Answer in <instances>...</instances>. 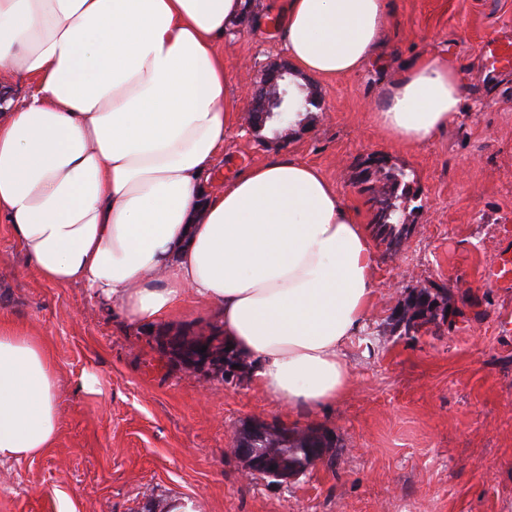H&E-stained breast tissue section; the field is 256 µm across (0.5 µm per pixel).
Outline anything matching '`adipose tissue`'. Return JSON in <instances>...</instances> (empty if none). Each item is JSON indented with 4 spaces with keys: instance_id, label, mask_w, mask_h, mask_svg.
I'll return each instance as SVG.
<instances>
[{
    "instance_id": "ef3b65f1",
    "label": "adipose tissue",
    "mask_w": 512,
    "mask_h": 512,
    "mask_svg": "<svg viewBox=\"0 0 512 512\" xmlns=\"http://www.w3.org/2000/svg\"><path fill=\"white\" fill-rule=\"evenodd\" d=\"M244 0H0V220L45 281L77 283L132 327L204 302L256 386L319 409L352 387L344 348L375 287L369 228L314 166L278 155L206 182L240 124L219 43ZM388 0H286L295 74L333 81L378 59ZM31 84L22 99L15 80ZM447 56L408 64L372 113L408 145L458 117ZM59 430L42 343L0 323V463Z\"/></svg>"
}]
</instances>
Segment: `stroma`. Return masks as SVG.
<instances>
[{"instance_id":"1","label":"stroma","mask_w":512,"mask_h":512,"mask_svg":"<svg viewBox=\"0 0 512 512\" xmlns=\"http://www.w3.org/2000/svg\"><path fill=\"white\" fill-rule=\"evenodd\" d=\"M284 0H247L221 48L231 90L250 107L261 72L286 53L269 22ZM396 23L376 65L322 82L317 105L287 137L234 129L208 183L224 182L273 153L319 170L371 222L354 187L370 155L411 175L403 250L375 246V296L344 349L350 393L298 412L253 386L189 369L163 353L170 330L208 335L204 308L186 298L173 328L126 330L86 288L42 280L0 223V321L44 345L60 427L51 448L0 464V512H512V287L488 278L512 239V63L494 64L485 42L512 44V0H389ZM448 54L469 87L465 108L425 144L388 137L370 105L408 62ZM444 298V316L403 330L395 313L414 290ZM94 379L82 388L83 376ZM260 419L332 434L330 458L278 483L244 476L230 449L235 429Z\"/></svg>"}]
</instances>
